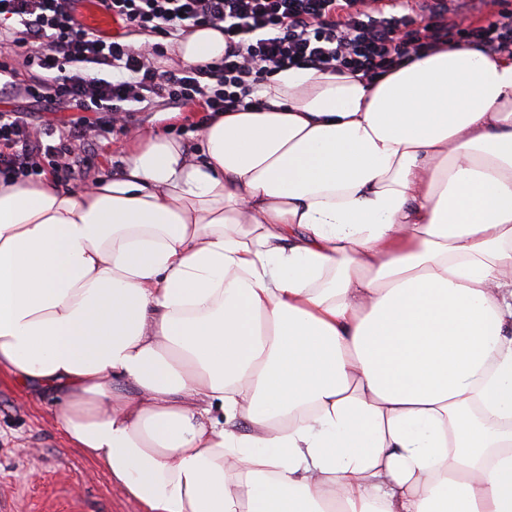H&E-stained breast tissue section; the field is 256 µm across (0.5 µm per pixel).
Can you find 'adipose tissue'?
<instances>
[{"label": "adipose tissue", "mask_w": 512, "mask_h": 512, "mask_svg": "<svg viewBox=\"0 0 512 512\" xmlns=\"http://www.w3.org/2000/svg\"><path fill=\"white\" fill-rule=\"evenodd\" d=\"M261 95L0 179V370L144 512H512V54Z\"/></svg>", "instance_id": "adipose-tissue-1"}]
</instances>
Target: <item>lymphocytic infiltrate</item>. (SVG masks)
<instances>
[{
  "mask_svg": "<svg viewBox=\"0 0 512 512\" xmlns=\"http://www.w3.org/2000/svg\"><path fill=\"white\" fill-rule=\"evenodd\" d=\"M135 32L108 39L85 28L70 0H0V25L19 24L0 53V91L73 112L68 128L32 126L26 113H0V177L34 179L69 168L90 134L128 130L135 103L173 108L202 102L210 112L264 104L258 90L280 71L309 68L374 79L438 46L478 43L512 50V12L487 24L449 14L445 0H101ZM196 26L223 28V57L174 70L156 65L165 43ZM26 51L25 84L15 82L12 50Z\"/></svg>",
  "mask_w": 512,
  "mask_h": 512,
  "instance_id": "f902f5d3",
  "label": "lymphocytic infiltrate"
}]
</instances>
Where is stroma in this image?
Here are the masks:
<instances>
[{"label": "stroma", "mask_w": 512, "mask_h": 512, "mask_svg": "<svg viewBox=\"0 0 512 512\" xmlns=\"http://www.w3.org/2000/svg\"><path fill=\"white\" fill-rule=\"evenodd\" d=\"M130 142L119 130L97 137L71 172L55 178L61 188L80 191L117 174ZM59 413L55 395L0 374V512H143L100 463L69 443Z\"/></svg>", "instance_id": "obj_1"}]
</instances>
